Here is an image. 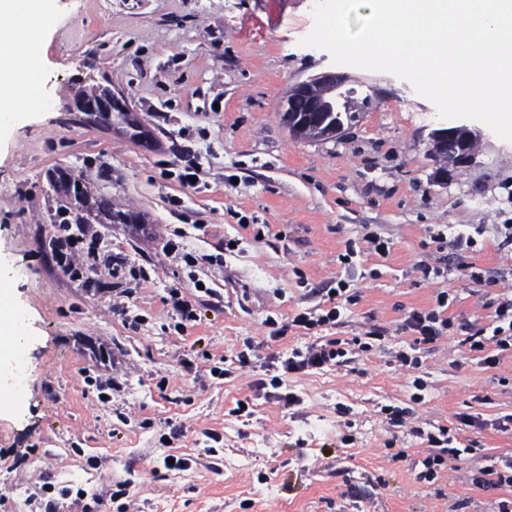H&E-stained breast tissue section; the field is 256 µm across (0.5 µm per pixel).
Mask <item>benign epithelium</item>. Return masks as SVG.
Wrapping results in <instances>:
<instances>
[{"mask_svg": "<svg viewBox=\"0 0 512 512\" xmlns=\"http://www.w3.org/2000/svg\"><path fill=\"white\" fill-rule=\"evenodd\" d=\"M345 82L344 76L325 72L295 83L278 107L289 134L300 139L307 129L325 125V135L341 138L347 130L346 123L339 119L330 122L328 118L349 107L351 91L342 90ZM77 104L88 116L101 121L129 118L127 101L114 92L98 99L82 97ZM477 140V133L467 126L437 129L430 135L429 154L463 166L472 159Z\"/></svg>", "mask_w": 512, "mask_h": 512, "instance_id": "obj_1", "label": "benign epithelium"}]
</instances>
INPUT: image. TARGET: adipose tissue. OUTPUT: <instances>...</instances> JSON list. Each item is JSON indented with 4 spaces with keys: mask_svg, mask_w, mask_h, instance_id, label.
I'll return each instance as SVG.
<instances>
[{
    "mask_svg": "<svg viewBox=\"0 0 512 512\" xmlns=\"http://www.w3.org/2000/svg\"><path fill=\"white\" fill-rule=\"evenodd\" d=\"M56 15V0H0V17L9 28H0V120L14 119L18 110V87L27 84L31 105L41 102L38 82L31 75L36 60L28 44L31 31L42 28Z\"/></svg>",
    "mask_w": 512,
    "mask_h": 512,
    "instance_id": "ef3b65f1",
    "label": "adipose tissue"
}]
</instances>
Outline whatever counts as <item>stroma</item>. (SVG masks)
<instances>
[{
  "instance_id": "35a3bbf8",
  "label": "stroma",
  "mask_w": 512,
  "mask_h": 512,
  "mask_svg": "<svg viewBox=\"0 0 512 512\" xmlns=\"http://www.w3.org/2000/svg\"><path fill=\"white\" fill-rule=\"evenodd\" d=\"M311 9L57 0L53 24L32 32L45 105L0 131V323L21 331L18 348L0 351V512H117L123 482L139 512H495L512 493L472 483L512 457V431L493 426L512 414V350L489 368L463 343L512 291V142L469 121L475 155L439 182L428 143L447 120L409 82L300 46ZM324 72L372 103L341 139H293L278 104ZM94 85L126 96L146 139L86 122L76 99ZM188 165L193 187L180 180ZM71 170L135 214L85 230L143 278L87 267L76 279L57 266L49 216ZM440 257L481 281L423 279L418 263ZM341 279L358 297L323 336L380 339L340 367L288 374L297 404L259 389L272 361L314 340L294 328L273 336L274 324L322 306ZM173 288L196 309L184 327L167 302ZM442 291L453 330L414 346L407 315ZM411 347L427 382L419 422L472 446L430 483L412 468L426 443L393 434L383 413L411 405L413 376L395 358ZM245 349L248 367L212 374ZM242 399L249 412L238 416ZM463 414L480 428L460 426ZM401 449L408 460H396ZM168 455L190 468L168 470Z\"/></svg>"
}]
</instances>
